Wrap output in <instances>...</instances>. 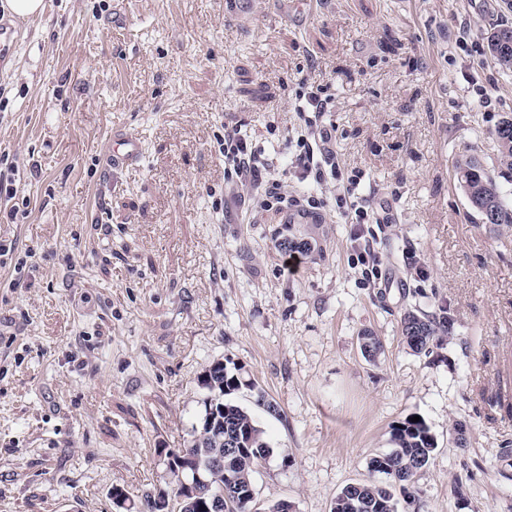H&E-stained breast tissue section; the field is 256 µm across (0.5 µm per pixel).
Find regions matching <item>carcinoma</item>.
I'll return each instance as SVG.
<instances>
[{
	"label": "carcinoma",
	"instance_id": "cac0c4a2",
	"mask_svg": "<svg viewBox=\"0 0 512 512\" xmlns=\"http://www.w3.org/2000/svg\"><path fill=\"white\" fill-rule=\"evenodd\" d=\"M512 32L509 25H496L487 31V50L503 70H512V44L502 43L501 35ZM494 135L498 141V173L476 154H469L455 164L459 183L484 224L512 225V206L501 194L496 176L512 177V114L499 119ZM317 223L288 221L275 237V247L284 255L296 254L302 260L313 261L321 255ZM401 334L407 347L415 354L427 350L434 341L451 335L454 323L445 311L427 313L407 311L400 320ZM363 355L370 361L383 353L380 339L371 331L362 334ZM200 384L207 391L210 407L220 422L206 427H193L189 447L210 455L225 454L224 468L202 470L208 494L223 499V512H251L253 477L256 468L273 454V448L253 414L227 399L233 392L253 385L251 378L238 365L210 367ZM391 448L368 462V471L383 480H365L343 488L331 507V512H399L400 499L395 495L396 483H401L405 497H412V488L420 470L430 463L436 449L435 438L422 420L406 418L392 428ZM170 481L156 494L157 500L146 496V512H197L183 493L185 473L168 471Z\"/></svg>",
	"mask_w": 512,
	"mask_h": 512
}]
</instances>
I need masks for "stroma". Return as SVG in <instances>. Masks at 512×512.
I'll use <instances>...</instances> for the list:
<instances>
[{"label": "stroma", "instance_id": "obj_1", "mask_svg": "<svg viewBox=\"0 0 512 512\" xmlns=\"http://www.w3.org/2000/svg\"><path fill=\"white\" fill-rule=\"evenodd\" d=\"M44 0L0 67V156L19 167L0 239L33 269L0 267V512H115L163 482L159 451L186 447L201 375L242 366L235 392L273 450L259 508L330 512L368 479L393 425L436 440L401 512H512V226L480 223L458 183L467 150L494 166L512 71L484 32L503 0H317L284 13L254 0ZM333 98L344 173L391 221L376 225L382 277L352 265L355 225L324 213L323 255L294 270L274 246L284 210L224 179L225 126L264 149L280 190L304 86ZM139 165L107 163L113 130ZM446 308L452 335L413 354L405 310ZM383 344L364 358L360 337ZM273 401L278 414L258 406ZM464 424L457 435L455 424Z\"/></svg>", "mask_w": 512, "mask_h": 512}]
</instances>
